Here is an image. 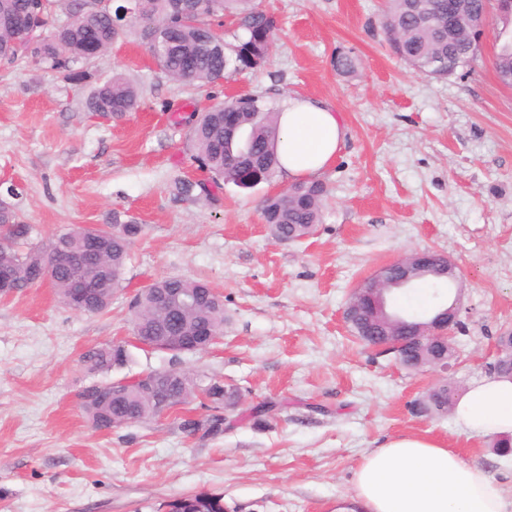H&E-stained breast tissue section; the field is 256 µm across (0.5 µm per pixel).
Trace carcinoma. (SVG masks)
<instances>
[{
  "label": "carcinoma",
  "instance_id": "carcinoma-1",
  "mask_svg": "<svg viewBox=\"0 0 512 512\" xmlns=\"http://www.w3.org/2000/svg\"><path fill=\"white\" fill-rule=\"evenodd\" d=\"M455 13H448V0H425L428 10L419 7L420 0H386L382 27L392 53L414 70L435 78L448 77L466 66L471 56L473 29L469 22L482 13L483 0H453ZM52 0H0V19L15 15L29 20L34 28L45 32L49 26ZM134 13L133 26L155 35L151 47L161 69L172 79L185 83H214L232 74L260 68L268 61L276 36V21L260 10L255 0H135L130 4ZM224 19L233 31H242L237 44L226 53V43L217 38L211 23L200 19ZM121 29L114 26L106 9L93 13L80 27L65 33L64 39L70 54L64 58L39 57L31 53L11 51L10 62L26 58L36 65H47L64 72L67 81L81 84L85 71L74 69L70 63L89 61L115 43ZM499 77L512 75V43H503L493 58ZM97 112L122 114L138 107L137 88L120 74L98 85L94 90ZM279 114L262 97L250 95L229 99L200 113L189 130L193 144L190 160L217 183L236 182L239 167H262L273 179L279 172L277 155L279 140ZM326 188L320 181L293 184L283 191L266 197L262 213L271 234L280 240L300 241L313 234L321 223ZM31 227L20 220L13 209L0 212V243L19 267L30 273L47 268L54 276L52 285L63 304L73 294L65 267L71 252H80L88 263L101 261L104 278L96 293L85 297L82 309L86 314L102 313L112 304V296L123 287V274L129 257L130 240L112 233V228L102 227L91 242H81L78 227L54 235L45 247L30 245ZM397 267L402 274L416 283L432 280L441 288H452L457 279L444 274L442 267H427L418 253L406 255ZM158 288L176 298L193 292L199 304L191 309L171 312L159 305L153 289ZM385 294L376 307L367 309L366 298L354 293L345 308V318L353 334L368 346L375 345L385 336L399 333L398 324L411 329L425 323L423 315L395 313ZM132 315L137 317L140 336H172L174 340L189 338L200 325H208L214 334L224 332V302L214 294L211 286L201 280L183 277H164L149 284L133 297L129 304ZM500 355L490 366L497 374H512V335L498 338ZM451 348L425 345L411 348L399 362L410 370L436 369L445 359H453ZM130 357L123 345L110 344L88 350L83 363L91 373H103L122 368ZM207 400L210 410L204 418L181 419L180 428L202 439L215 438L233 428L236 423L247 421L255 427L265 423L271 408L254 407L235 418H224L217 411L234 412L241 404L243 394L234 385L211 378L205 386L188 372L179 373L171 380L161 396L168 399L169 408L187 403L197 395ZM82 407L94 428L110 430L124 424L131 412L143 422L156 415V401L146 394L143 384L130 383L112 388V383L93 384L81 393ZM454 401L453 386L439 381L431 386L417 402V412L428 416L447 415ZM170 512H228L224 497L218 494L199 493L183 496L167 503Z\"/></svg>",
  "mask_w": 512,
  "mask_h": 512
}]
</instances>
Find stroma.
Returning a JSON list of instances; mask_svg holds the SVG:
<instances>
[{
    "mask_svg": "<svg viewBox=\"0 0 512 512\" xmlns=\"http://www.w3.org/2000/svg\"><path fill=\"white\" fill-rule=\"evenodd\" d=\"M277 23L270 60L214 83L167 76L139 28L87 63L75 86L29 60L0 67V195L38 245L74 225L136 220L123 288L99 314L66 307L48 284L0 298V512H164L178 497L223 495L232 512H334L354 491L360 459L417 435L482 466L512 495V458L466 438L452 416L413 403L446 379L489 374L512 331V88L492 66L494 16L472 70L422 75L390 52L386 0H260ZM347 52L357 70H336ZM120 73L139 106L88 108L97 81ZM256 94L330 102L346 143L321 176L328 196L314 235L273 238L261 202L283 176L251 189L210 183L189 161L194 110ZM195 182L192 195L180 180ZM455 263L460 318L448 373L412 371L364 345L344 319L354 289L410 252ZM167 276L203 279L230 318L212 349L172 355L133 339L130 298ZM125 342L121 369L87 373L83 354ZM176 367L243 388L242 408L270 406L263 427L203 440L179 411L112 430L88 421L89 385Z\"/></svg>",
    "mask_w": 512,
    "mask_h": 512,
    "instance_id": "1",
    "label": "stroma"
}]
</instances>
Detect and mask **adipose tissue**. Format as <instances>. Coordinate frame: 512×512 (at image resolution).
<instances>
[{"mask_svg": "<svg viewBox=\"0 0 512 512\" xmlns=\"http://www.w3.org/2000/svg\"><path fill=\"white\" fill-rule=\"evenodd\" d=\"M280 167L292 180L323 174L345 141L346 128L325 101L289 97L279 112ZM470 437L512 438V377L474 380L452 410ZM336 512H512L486 470L438 443L401 436L362 457L355 492Z\"/></svg>", "mask_w": 512, "mask_h": 512, "instance_id": "adipose-tissue-1", "label": "adipose tissue"}]
</instances>
